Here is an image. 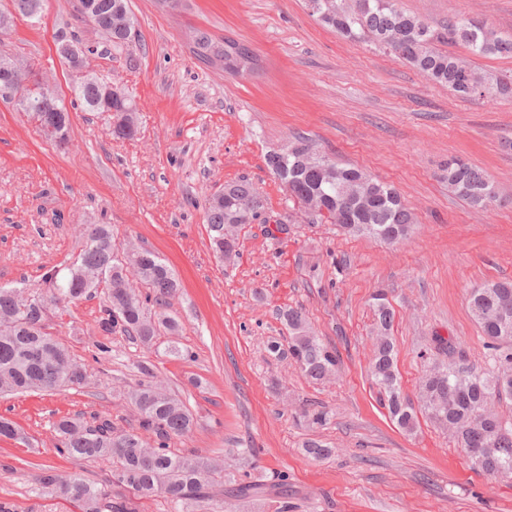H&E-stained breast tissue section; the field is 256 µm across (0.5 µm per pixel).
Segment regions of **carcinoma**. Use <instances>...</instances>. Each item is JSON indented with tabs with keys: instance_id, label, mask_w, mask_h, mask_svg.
<instances>
[{
	"instance_id": "obj_1",
	"label": "carcinoma",
	"mask_w": 512,
	"mask_h": 512,
	"mask_svg": "<svg viewBox=\"0 0 512 512\" xmlns=\"http://www.w3.org/2000/svg\"><path fill=\"white\" fill-rule=\"evenodd\" d=\"M110 3L95 22L97 31L112 36L110 47L128 45L134 17L127 0ZM312 16L324 27L351 41H365L393 53L429 80L446 86L457 97L512 98V77L475 71L465 60L436 48L443 40L465 45L477 56L512 57V36H501L485 23L457 17L438 30L399 6V0H306ZM195 53L205 62L219 60L224 72L240 75L256 67L250 48L234 39L215 41L208 32H192ZM102 92L101 81L90 76L73 88L76 98L90 104ZM116 136L131 139L138 132L136 109L128 100L112 99ZM43 136L59 147L58 129L69 123L67 109L58 98L47 111L31 116ZM267 166L282 181L288 200L325 224H335L352 236L395 244L413 226V216L400 193L355 167L341 166L321 153L307 138L296 137L287 151L267 154ZM444 179L451 192L478 208L496 201L494 185L484 172L459 159L448 161ZM264 199L247 179L224 184L205 204L210 246L220 259L237 248V229L257 219ZM84 248L64 268L43 274L53 290L50 299L26 291V286L0 285V395L26 392L54 393L88 384L84 363L47 332V302L74 303L102 295L99 326L108 335L121 334L151 348L161 336H175L181 328L171 299L180 288L170 267L145 247H120L109 224H86ZM379 336L370 374L380 401L406 432L415 427V409L404 395L396 368V353L387 336L392 311L381 295L373 297ZM469 309L491 350V370L477 372L454 362L432 365L422 381L420 399L431 419L452 431L473 468L494 477H512V422L486 411L490 399L512 404V281L475 288ZM288 330L287 345L273 342L269 353L292 360L310 380L320 382L336 374V349L316 335L302 310L280 313ZM142 379L126 393L138 415V427L120 429L112 416L66 415L53 423L59 437L58 452L74 461L107 460L112 500L97 483L65 478L47 466L33 482L65 499L78 500L84 512H137L135 500L163 496L174 512L206 504L207 512H224V482L238 501L250 502L271 494L288 496V476L279 474L270 484L224 479V468L213 459L170 448L172 440L186 436L193 416L185 403L158 379L156 366L139 361Z\"/></svg>"
}]
</instances>
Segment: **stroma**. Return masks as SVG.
Here are the masks:
<instances>
[{"label":"stroma","instance_id":"obj_1","mask_svg":"<svg viewBox=\"0 0 512 512\" xmlns=\"http://www.w3.org/2000/svg\"><path fill=\"white\" fill-rule=\"evenodd\" d=\"M78 4L45 0L34 23L0 0V12L13 16L0 31V56L26 58L52 77L70 120L61 148L19 106L0 100V285L41 290L46 269L80 251L77 225H111L117 242L157 252L179 279L172 306L190 357L166 356L163 337L149 349L102 337L100 297L50 308V332L85 364L90 384L0 397V416L28 438H0V502L11 512H80L36 490L33 475L52 466L99 482L111 466L61 456L52 423L82 412L135 427L124 391L147 360L194 415L175 449L223 457L226 470L251 481L287 474L288 512H512V478L475 470L426 415L414 432L399 428L369 376L378 291L394 312L405 395L417 396L437 362L488 370L468 293L512 279V99L458 98L394 54L324 28L305 0H181L175 8L129 0L137 25L123 50L105 46ZM400 4L435 28L465 16L512 33V0ZM197 28L249 45L256 71L235 76L199 60L190 40ZM61 30L87 48L88 70L132 100L136 137L116 136L108 117L75 98L76 77L53 50ZM298 134L336 162L393 184L414 215L411 235L387 245L296 210L265 157ZM452 157L487 174L499 192L493 206L471 207L449 191L442 176ZM240 178L262 194L265 209L240 229L236 255L221 260L210 247L206 198ZM290 307L302 308L335 347V377L316 383L268 355V343L287 334L279 313ZM440 337L453 354L438 351ZM101 340L108 352L98 351ZM315 406L327 408L328 424L299 425L296 413ZM311 440L332 455L313 458L305 450ZM240 448L256 449V463L238 459Z\"/></svg>","mask_w":512,"mask_h":512}]
</instances>
